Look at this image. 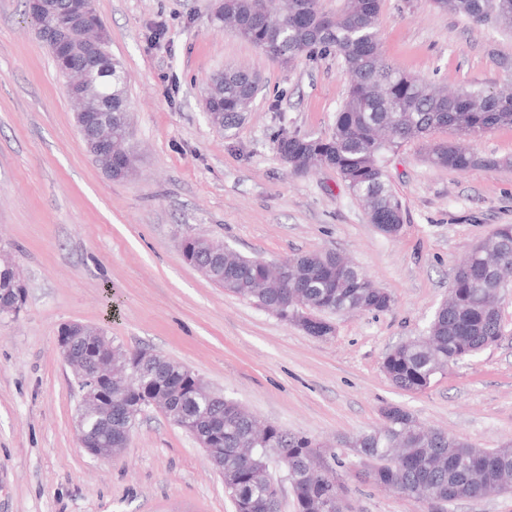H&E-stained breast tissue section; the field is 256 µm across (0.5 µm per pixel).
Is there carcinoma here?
<instances>
[{
    "mask_svg": "<svg viewBox=\"0 0 512 512\" xmlns=\"http://www.w3.org/2000/svg\"><path fill=\"white\" fill-rule=\"evenodd\" d=\"M55 3V10L42 16L40 26L66 37L72 68L85 71L80 89L83 101L112 100V111L97 113L98 125L90 135L105 130L112 138L130 143L123 65L87 59L82 52V32L70 26L68 0ZM432 4L473 24L512 31V0H432ZM229 10L232 15H214L211 21L240 26L238 35L279 62L289 63L317 48L341 59L349 84L331 137L297 136L275 148L336 169L374 225L402 221V203L385 166L386 154L393 148L444 127L470 138L512 127V87L499 92L472 86L447 91L388 62L376 27L380 0H345L344 9L335 16L323 14L317 0H234ZM258 86V76L245 69L226 68L212 74L205 93L211 123L233 133L241 115L249 111ZM116 147L112 164L103 168L113 180L117 179L115 171L137 163L133 149L124 150L119 143ZM427 158L435 166L460 172L499 164L447 143L431 147ZM221 246L219 240L200 236L181 243L185 260L205 271L211 282L220 287L229 284V292L254 300L285 321L291 320L289 293L299 291L306 307L317 315L303 326L311 336H329L331 323L322 318L326 313L383 312L393 303L388 291L331 251L288 259V277L282 279L276 269ZM509 270L512 225L505 224L476 245L457 267L448 300L435 312L426 340H406L385 356L383 370L391 383L404 391H423L449 367L497 344L502 327L496 298L502 274ZM18 274L14 264L0 261L1 316L22 309ZM62 330L70 337V358L76 366L91 355L92 344L112 354V391L86 403L83 420L94 435L112 440L113 457H119L128 445L132 412L147 408L151 399L171 423H183L198 443L224 449L214 466L223 471L235 512H273L266 448L277 450L288 462L297 512H329L334 500L348 493L342 474L354 467L351 459H342L334 451L324 454L305 434L260 424L237 402L211 390L197 374L161 354L126 349L100 327L65 324ZM382 414L386 420L380 429L349 441L355 457L368 463L363 474L368 482L431 504L448 500L450 485L460 497L472 499L495 495L512 482V449L477 448L441 430L424 429L400 406L390 405ZM241 448L258 452L245 461L239 454Z\"/></svg>",
    "mask_w": 512,
    "mask_h": 512,
    "instance_id": "obj_1",
    "label": "carcinoma"
}]
</instances>
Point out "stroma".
Returning a JSON list of instances; mask_svg holds the SVG:
<instances>
[{"label": "stroma", "mask_w": 512, "mask_h": 512, "mask_svg": "<svg viewBox=\"0 0 512 512\" xmlns=\"http://www.w3.org/2000/svg\"><path fill=\"white\" fill-rule=\"evenodd\" d=\"M93 3L128 78L138 162L119 181L86 152L66 80L21 0H0V249L26 285L19 314L0 318V512H234L203 449L156 409L139 416L119 459L81 447L73 376L57 348L67 322L161 353L260 420L320 442L380 427L390 404L480 448L512 441V289L499 294L498 344L426 390L403 391L382 370L393 346L426 333L456 265L512 224V127L467 143L500 159L494 169L434 166L426 142L391 152L404 223L389 237L335 169L289 173L273 143L282 130L331 136L349 82L335 53L281 64L215 29L213 0ZM377 28L388 61L438 85L512 80V32L475 27L431 0H381ZM225 67L261 79L230 135L202 102L208 76ZM188 235L269 263L333 251L394 302L333 315L334 335L317 338L206 279L182 256ZM346 483L356 512H428L401 491Z\"/></svg>", "instance_id": "stroma-1"}]
</instances>
